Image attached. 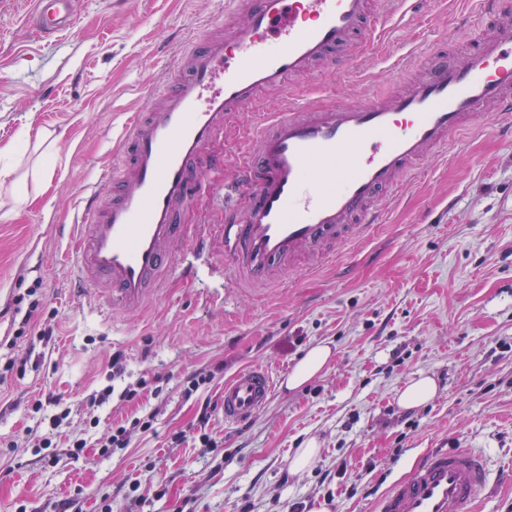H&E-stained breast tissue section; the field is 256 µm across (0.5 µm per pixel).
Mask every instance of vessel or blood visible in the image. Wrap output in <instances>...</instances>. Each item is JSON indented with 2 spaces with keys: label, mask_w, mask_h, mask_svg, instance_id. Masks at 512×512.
I'll use <instances>...</instances> for the list:
<instances>
[{
  "label": "vessel or blood",
  "mask_w": 512,
  "mask_h": 512,
  "mask_svg": "<svg viewBox=\"0 0 512 512\" xmlns=\"http://www.w3.org/2000/svg\"><path fill=\"white\" fill-rule=\"evenodd\" d=\"M431 0H227L224 30L208 28L177 57L159 101L131 113L104 168L81 200L69 245L70 284L107 311L135 313L172 275L214 288H270L282 275L314 271L383 223L380 197L401 190L453 137L496 114L512 135V12L472 0L492 31L463 62L447 45L427 48L424 74L400 90L354 104H294L265 113L236 168L224 221L182 223L214 195L225 163L210 148L267 89L370 53L392 16L414 19ZM80 0H32L28 29L49 41L73 30ZM191 239L192 249L175 246ZM276 379L255 366L221 394L224 423L240 426L265 406ZM485 462L465 448L424 454L381 497L376 512H468L487 485Z\"/></svg>",
  "instance_id": "vessel-or-blood-1"
}]
</instances>
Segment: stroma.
I'll use <instances>...</instances> for the list:
<instances>
[{
	"mask_svg": "<svg viewBox=\"0 0 512 512\" xmlns=\"http://www.w3.org/2000/svg\"><path fill=\"white\" fill-rule=\"evenodd\" d=\"M462 3L434 5L351 65L262 92L215 151L234 164L252 113L291 100L332 106L390 95L389 65L405 61L421 74L410 49L449 41L447 8ZM29 12L30 0H0V147L26 142L0 182V364L27 362L23 380L0 382V512H62L72 499L97 512L104 497L112 512H290L298 503L374 512L436 448L483 453L489 485L473 512H512V138L497 134L496 117L429 162L402 200H383L387 222L340 260L349 277L291 271L286 287L262 294L175 277L143 312L107 319L69 286L65 226L100 168L116 163L127 116L154 100L195 34L223 23L224 0H83L76 28L50 43L32 39ZM29 288L39 306L25 324L13 299ZM48 326L54 342L44 354L16 338ZM319 342L333 350L320 377L277 388L241 429L225 428L217 411L198 428L199 405L218 403L226 379L252 366L286 376ZM116 352L126 372L113 382ZM205 369L215 379L185 396L184 379ZM421 373L435 379L436 396L400 406L399 391ZM140 381V397L121 401L125 384ZM109 385V401L90 407ZM57 395L70 411L62 433L87 446L50 468L42 450L24 445L28 429L49 430L26 401ZM150 413L152 430H132L126 448L100 455L96 440L109 426ZM203 431L212 447L199 442ZM179 432L185 441H175ZM312 440L315 460L291 470ZM135 480L136 510L127 498Z\"/></svg>",
	"mask_w": 512,
	"mask_h": 512,
	"instance_id": "stroma-1",
	"label": "stroma"
}]
</instances>
